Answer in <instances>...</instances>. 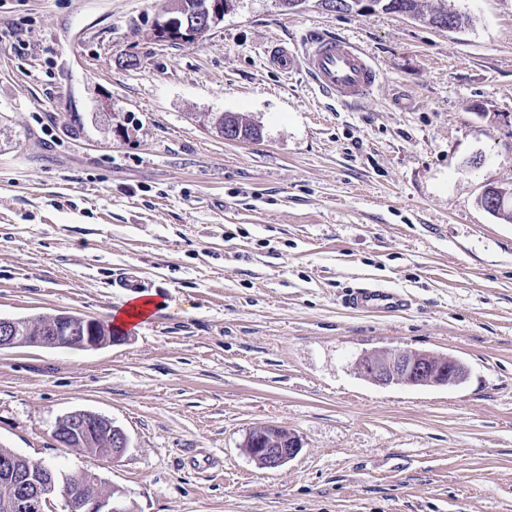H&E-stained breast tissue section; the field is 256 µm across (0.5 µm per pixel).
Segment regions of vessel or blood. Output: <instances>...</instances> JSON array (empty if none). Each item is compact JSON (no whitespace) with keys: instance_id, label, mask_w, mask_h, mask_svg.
Wrapping results in <instances>:
<instances>
[{"instance_id":"1","label":"vessel or blood","mask_w":512,"mask_h":512,"mask_svg":"<svg viewBox=\"0 0 512 512\" xmlns=\"http://www.w3.org/2000/svg\"><path fill=\"white\" fill-rule=\"evenodd\" d=\"M270 66L288 75L305 71L318 88L347 103L367 99L379 77L364 52L346 38L324 31L308 32L298 47H272L267 55ZM353 309L373 313L406 310L408 302L399 292L389 288L359 286L345 295Z\"/></svg>"}]
</instances>
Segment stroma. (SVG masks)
<instances>
[{"label": "stroma", "instance_id": "1", "mask_svg": "<svg viewBox=\"0 0 512 512\" xmlns=\"http://www.w3.org/2000/svg\"><path fill=\"white\" fill-rule=\"evenodd\" d=\"M167 0H0V317L105 322L137 270L158 302L95 351H0V446L123 491L129 512H512V0H447L448 31L321 0H228L205 38ZM311 30L381 72L356 107L264 51ZM236 114L257 139L229 141ZM362 283L410 309L348 308ZM461 361L451 387L381 386L358 359ZM99 413L120 457L56 447ZM277 425V469L244 448ZM53 438L61 448H98L105 441L113 457L121 456L128 448L126 432L112 420L92 411H75L60 418ZM273 428L279 427L267 425L264 431L249 434L244 442L249 455L266 468H278L284 465L297 454L300 447L299 440L295 436L280 428V436L285 440L288 439L290 446V448L288 446L281 448V439Z\"/></svg>", "mask_w": 512, "mask_h": 512}]
</instances>
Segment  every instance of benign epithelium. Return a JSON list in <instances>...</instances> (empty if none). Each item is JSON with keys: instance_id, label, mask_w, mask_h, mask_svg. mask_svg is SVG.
I'll list each match as a JSON object with an SVG mask.
<instances>
[{"instance_id": "obj_1", "label": "benign epithelium", "mask_w": 512, "mask_h": 512, "mask_svg": "<svg viewBox=\"0 0 512 512\" xmlns=\"http://www.w3.org/2000/svg\"><path fill=\"white\" fill-rule=\"evenodd\" d=\"M169 14L157 30L160 38L169 42L202 38L224 16V0H198L191 10L185 0H170ZM122 340V336L112 331V326L69 313L54 315L44 322L0 318V350L20 346L98 350ZM357 366L367 378L380 385L455 386L466 376L465 366L455 358L397 348L366 354L360 357ZM53 438L62 448H96L98 442L105 441L115 457L121 456L129 445L121 427L92 411H75L60 418ZM244 446L264 467L278 468L297 454L300 443L290 434L288 447H281L273 426L267 425L265 430L249 434ZM0 470L18 490L19 502L34 499L48 512H54L52 493L33 495L35 487L29 476L15 473L7 462L0 460ZM122 495L119 489H101L99 480L90 476L81 488L62 497L65 512H127Z\"/></svg>"}]
</instances>
